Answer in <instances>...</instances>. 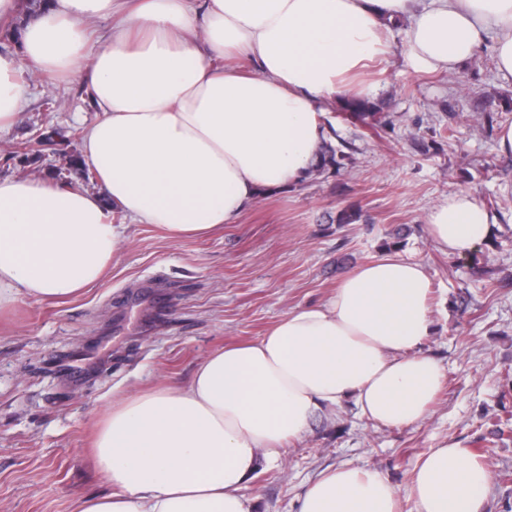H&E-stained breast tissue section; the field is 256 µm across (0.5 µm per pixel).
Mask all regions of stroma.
<instances>
[{
    "label": "stroma",
    "mask_w": 512,
    "mask_h": 512,
    "mask_svg": "<svg viewBox=\"0 0 512 512\" xmlns=\"http://www.w3.org/2000/svg\"><path fill=\"white\" fill-rule=\"evenodd\" d=\"M405 28L395 26L386 62L369 65L390 126L370 130L346 120L338 101L326 118L354 150L339 174L313 176L264 192L239 223L204 238L174 241L153 224H133L105 276L75 298L25 300L0 312V512H75L80 499L111 494L92 441L112 405L140 391L186 384L199 362L229 344L251 342L289 309L328 299L349 270L382 255L387 232L406 224L399 254L422 262L434 320L423 351L445 378L426 420L386 428L360 418L352 404L315 418L280 458L254 472V512H298L308 483L333 466L382 473L399 493V512H415L408 487L419 456L456 442L483 456L490 473L512 469V441L489 433L512 410V223L492 225L472 250L451 255L427 231L428 215L466 190L484 206L512 204V155L497 148L512 125V82L502 80L489 49L453 72L421 73L405 61ZM29 105L0 137V176L55 175L80 154L76 133L96 118L79 82L47 85L25 77ZM53 109H45L46 95ZM484 112L501 114L483 125ZM432 141L419 152L412 135ZM43 136L35 153L21 143ZM362 213L338 226L340 209ZM487 267L473 277L472 265ZM152 282L169 294L164 317L145 324L148 305L129 294ZM110 336L107 357L89 377H65L54 363L94 336Z\"/></svg>",
    "instance_id": "obj_1"
}]
</instances>
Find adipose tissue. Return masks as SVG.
<instances>
[{
	"mask_svg": "<svg viewBox=\"0 0 512 512\" xmlns=\"http://www.w3.org/2000/svg\"><path fill=\"white\" fill-rule=\"evenodd\" d=\"M22 10L0 0V29L21 30L20 52L0 51V134L21 119L27 69L85 82L99 115L84 127L82 161L98 189L0 177V310L97 281L126 232L111 207L193 239L310 176L327 101L358 93L398 20L415 69L454 70L486 45L512 79V0H49L24 22ZM502 219L461 190L428 230L462 255ZM428 298L421 262L383 255L260 340L208 355L186 385L113 406L95 442L113 492L76 512H251L260 460H277L319 414L350 401L381 426L420 422L444 377L421 350ZM488 482L484 460L451 443L422 453L408 493L416 512H484ZM299 512H398V497L380 472L331 467Z\"/></svg>",
	"mask_w": 512,
	"mask_h": 512,
	"instance_id": "1",
	"label": "adipose tissue"
}]
</instances>
